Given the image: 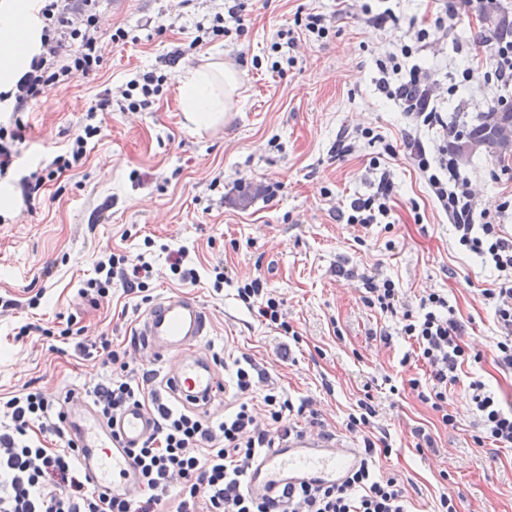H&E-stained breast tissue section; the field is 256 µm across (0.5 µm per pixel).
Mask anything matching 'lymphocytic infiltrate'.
I'll return each mask as SVG.
<instances>
[{
    "label": "lymphocytic infiltrate",
    "instance_id": "1",
    "mask_svg": "<svg viewBox=\"0 0 512 512\" xmlns=\"http://www.w3.org/2000/svg\"><path fill=\"white\" fill-rule=\"evenodd\" d=\"M39 2V45L15 84L0 91V102L9 104L14 119L12 126L0 125V180L17 176L15 143L23 126L22 112L73 77L96 76L103 62L96 0ZM411 53V47L404 44L388 61L379 62L376 85L388 99L404 103L418 129L443 125L428 71L416 64L407 69L401 64ZM111 109V93L101 94L88 108V123L67 152L19 176L26 200H34L58 173L82 166L88 143L99 131L94 124L97 114ZM418 129L398 146L383 142L381 134L371 128L357 130L356 135L383 142V152L391 159L398 151H406L453 224L458 248L496 271V287L482 289L481 295L491 306L498 328L491 346L493 360L501 370L511 372L512 233L499 219L512 210V199L501 198L492 209L478 205L471 180L450 168L447 148L424 143ZM371 166L378 181L376 191L338 210L342 223L364 228L388 223L391 172L377 159ZM151 277L152 266L144 255L112 252L96 262L93 276L83 281L80 293L95 301L105 299L116 281L128 293H142ZM363 281L368 306L386 313L401 312L400 333L414 342L418 358L428 369L426 379H410V389L440 413L443 423L453 424L448 387L457 382V369L467 354L461 343L466 326L455 307L437 292L404 302L398 284L390 278L367 275ZM237 297L260 320L289 331L279 302L265 295L259 280L238 287ZM75 347L84 354L96 352L110 369L107 381L85 395L104 421H112L129 404L146 403L135 368L126 352L114 349L109 337L83 338ZM233 367L236 400L224 417L206 419L194 411L156 402L154 433L129 453L138 472L135 489L117 496L93 485L80 466L78 447L63 427L60 399L26 389L0 402V512H155L164 501L172 503L173 512H409L396 478L377 475L367 462L338 485L302 484L263 497L249 493L245 484L249 465L272 446L275 437L291 433L289 418L295 406L283 394L267 393L264 403L276 428H261L250 398L254 367L239 360ZM468 393L483 439L498 448H511L512 407H504L479 379L469 382ZM47 435L62 440V447L46 446L43 438Z\"/></svg>",
    "mask_w": 512,
    "mask_h": 512
}]
</instances>
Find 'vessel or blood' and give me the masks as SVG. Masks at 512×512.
Returning a JSON list of instances; mask_svg holds the SVG:
<instances>
[{"mask_svg":"<svg viewBox=\"0 0 512 512\" xmlns=\"http://www.w3.org/2000/svg\"><path fill=\"white\" fill-rule=\"evenodd\" d=\"M208 334L205 309L194 298L179 293L151 305L139 326L142 345L157 360L171 352L180 355L178 364L159 378L157 392L201 413L211 409L221 384L210 357L200 351ZM68 421L93 484L104 490H131L135 473L127 451L152 434L154 415L145 406L132 404L108 426L89 404L78 400L68 408ZM361 463L355 449L320 435L291 434L274 442L250 466L247 487L252 493L268 496L304 481L339 483Z\"/></svg>","mask_w":512,"mask_h":512,"instance_id":"obj_1","label":"vessel or blood"}]
</instances>
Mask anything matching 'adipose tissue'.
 <instances>
[{
	"label": "adipose tissue",
	"instance_id": "1",
	"mask_svg": "<svg viewBox=\"0 0 512 512\" xmlns=\"http://www.w3.org/2000/svg\"><path fill=\"white\" fill-rule=\"evenodd\" d=\"M35 11L31 0H14L0 16V84L11 83L28 61L33 39ZM235 72L217 62L187 70L180 84L183 110L195 125L222 120L237 104Z\"/></svg>",
	"mask_w": 512,
	"mask_h": 512
}]
</instances>
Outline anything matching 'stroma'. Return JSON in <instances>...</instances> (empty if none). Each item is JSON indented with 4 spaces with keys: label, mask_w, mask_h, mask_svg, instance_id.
<instances>
[{
    "label": "stroma",
    "mask_w": 512,
    "mask_h": 512,
    "mask_svg": "<svg viewBox=\"0 0 512 512\" xmlns=\"http://www.w3.org/2000/svg\"><path fill=\"white\" fill-rule=\"evenodd\" d=\"M223 2L98 0L105 47L98 75L53 89L24 114L21 174L66 150L97 94L143 70L165 78L146 110L99 114L84 166L48 183L32 204L18 182L0 184V399L29 385L81 397L109 375L100 361L76 351L73 339L17 338L28 322L61 328L71 318L85 336L109 334L141 375L177 364L174 354L154 362L137 344L149 301L118 283L97 305L78 293L103 252L142 253L153 265L150 301L183 293L205 308L212 328L204 347L220 356L221 410L233 402L230 362L249 360L261 375L253 392L259 423L267 421L263 397L273 389L307 405L308 414L295 422L309 432L359 448L368 439L388 442L391 454L373 457L372 467L398 479L411 512H437L445 493L459 512H512V448L475 442L467 395L478 378L512 406V374L491 359L493 311L480 295L495 272L456 250L452 225L407 153L390 163L391 229L336 219L337 209L375 192L369 164L383 144L363 141L340 156L339 140L370 127L393 143L412 127L375 77L378 60L410 22L430 21L427 0H399L395 20L382 28L357 18L337 21L327 38L302 41L282 76L270 70L274 33L308 14H331L336 0H244V32L189 49L196 23L210 22ZM119 28L130 38L112 43ZM480 28L479 13L456 19L447 39L431 40L416 56L434 69L441 112L460 124L475 122L501 96L512 98V89L483 72L461 77L464 55L489 53L475 37ZM212 61L236 72L237 106L223 121L197 126L184 117L179 79ZM459 170L482 204L512 196V155L498 164L479 150ZM181 247L193 257L197 284L181 283L170 271L168 253ZM217 265L231 279L219 291ZM370 274L398 282L408 301L432 291L447 295L464 322L468 351L482 358L465 361L448 389L454 424H443L411 392L409 379L424 378L427 368L417 359L402 363L411 342L399 333V315L365 304L362 278ZM254 278L281 301L293 335L259 322L236 299L235 282ZM39 291L40 306L28 307ZM385 331L387 343L380 339ZM364 400L376 411L370 426L348 430L349 414ZM426 437L432 447H422Z\"/></svg>",
    "instance_id": "1"
}]
</instances>
